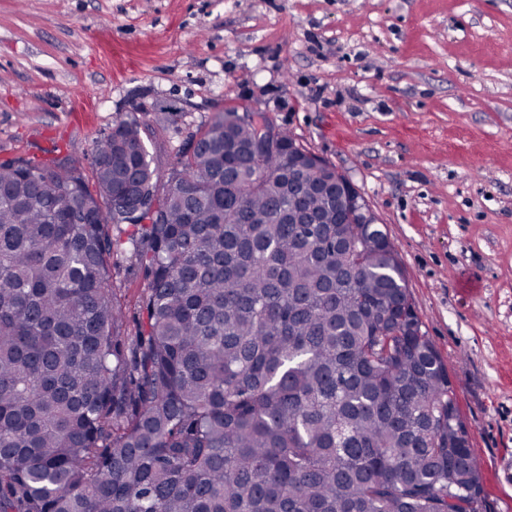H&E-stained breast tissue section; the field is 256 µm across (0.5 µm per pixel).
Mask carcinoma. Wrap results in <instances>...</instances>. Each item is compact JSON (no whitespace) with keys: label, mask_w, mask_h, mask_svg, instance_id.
I'll use <instances>...</instances> for the list:
<instances>
[{"label":"carcinoma","mask_w":512,"mask_h":512,"mask_svg":"<svg viewBox=\"0 0 512 512\" xmlns=\"http://www.w3.org/2000/svg\"><path fill=\"white\" fill-rule=\"evenodd\" d=\"M226 109L166 179L133 113L60 159L0 160V512H480L440 354L336 170ZM147 286L136 330L112 228Z\"/></svg>","instance_id":"1"}]
</instances>
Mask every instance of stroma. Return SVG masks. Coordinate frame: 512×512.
<instances>
[{
	"label": "stroma",
	"instance_id": "stroma-1",
	"mask_svg": "<svg viewBox=\"0 0 512 512\" xmlns=\"http://www.w3.org/2000/svg\"><path fill=\"white\" fill-rule=\"evenodd\" d=\"M178 112L168 158L228 108L264 113L368 201L512 512V0H0V159L71 158L130 110ZM145 286L112 288L134 331Z\"/></svg>",
	"mask_w": 512,
	"mask_h": 512
}]
</instances>
